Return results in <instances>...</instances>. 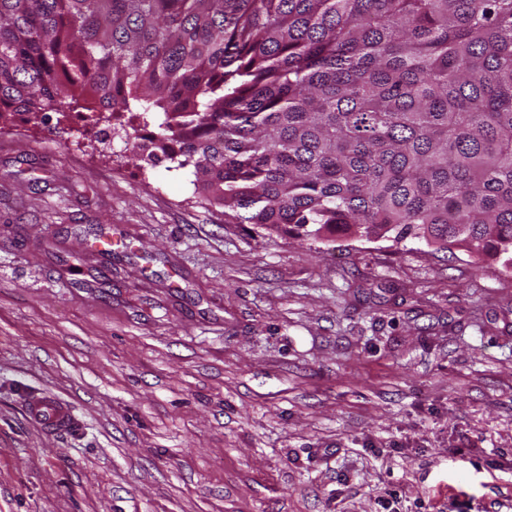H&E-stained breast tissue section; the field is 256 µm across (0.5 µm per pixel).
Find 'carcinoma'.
I'll list each match as a JSON object with an SVG mask.
<instances>
[{
    "instance_id": "obj_1",
    "label": "carcinoma",
    "mask_w": 512,
    "mask_h": 512,
    "mask_svg": "<svg viewBox=\"0 0 512 512\" xmlns=\"http://www.w3.org/2000/svg\"><path fill=\"white\" fill-rule=\"evenodd\" d=\"M89 101L271 233L512 272V0H0V123Z\"/></svg>"
}]
</instances>
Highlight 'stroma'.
<instances>
[{
  "label": "stroma",
  "mask_w": 512,
  "mask_h": 512,
  "mask_svg": "<svg viewBox=\"0 0 512 512\" xmlns=\"http://www.w3.org/2000/svg\"><path fill=\"white\" fill-rule=\"evenodd\" d=\"M193 180L77 112L0 129V512H512V274ZM24 405L29 419L48 431L68 430L76 425L71 407L57 398L32 393Z\"/></svg>",
  "instance_id": "stroma-1"
}]
</instances>
